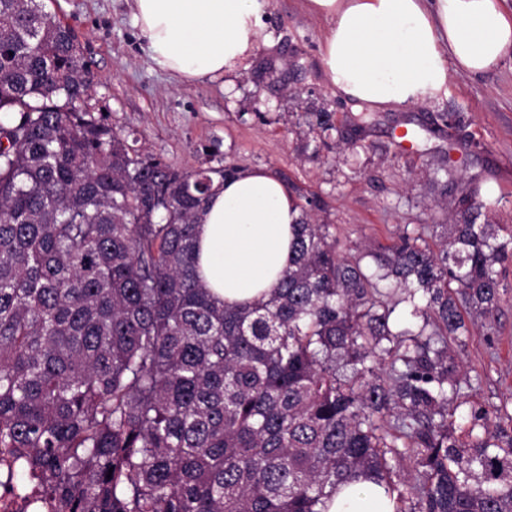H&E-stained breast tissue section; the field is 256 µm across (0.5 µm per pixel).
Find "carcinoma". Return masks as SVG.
<instances>
[{"label":"carcinoma","instance_id":"obj_1","mask_svg":"<svg viewBox=\"0 0 512 512\" xmlns=\"http://www.w3.org/2000/svg\"><path fill=\"white\" fill-rule=\"evenodd\" d=\"M91 88L73 29L0 0V455L50 507L323 512L373 479L394 512H512V415L454 355L512 266V228L478 222L501 197L472 178L448 201L443 160L458 220L350 257L306 196L280 288L232 306L196 224L242 169L139 153Z\"/></svg>","mask_w":512,"mask_h":512}]
</instances>
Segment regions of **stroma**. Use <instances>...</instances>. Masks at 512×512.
Segmentation results:
<instances>
[{"label":"stroma","mask_w":512,"mask_h":512,"mask_svg":"<svg viewBox=\"0 0 512 512\" xmlns=\"http://www.w3.org/2000/svg\"><path fill=\"white\" fill-rule=\"evenodd\" d=\"M133 0H44L72 27L93 75L88 105L142 153L191 172L232 162L285 173L325 204L319 217L337 225L340 250L389 243L406 227L443 216L425 187L435 164L451 158L459 184L478 179L502 196L495 224L512 225V57L480 76L451 73L447 94L396 112H372L359 152L296 135L303 113L328 109L342 131L361 107L333 95L321 73L325 23L304 0H268L264 39L253 68L193 82L163 70L133 21ZM298 57L288 76L255 81L264 58ZM445 112L465 117L448 129ZM493 319L472 328L457 357L482 375L479 398L512 409V268Z\"/></svg>","instance_id":"obj_1"}]
</instances>
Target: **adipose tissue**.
Returning a JSON list of instances; mask_svg holds the SVG:
<instances>
[{
  "label": "adipose tissue",
  "mask_w": 512,
  "mask_h": 512,
  "mask_svg": "<svg viewBox=\"0 0 512 512\" xmlns=\"http://www.w3.org/2000/svg\"><path fill=\"white\" fill-rule=\"evenodd\" d=\"M265 0H133L151 59L184 81L246 66ZM326 21L321 66L336 96L377 111L433 100L450 70L479 75L512 53V0H307ZM300 209L286 184L255 168L226 180L196 228L198 276L229 304L268 297L288 267ZM325 512H394L381 485L346 487Z\"/></svg>",
  "instance_id": "adipose-tissue-1"
}]
</instances>
